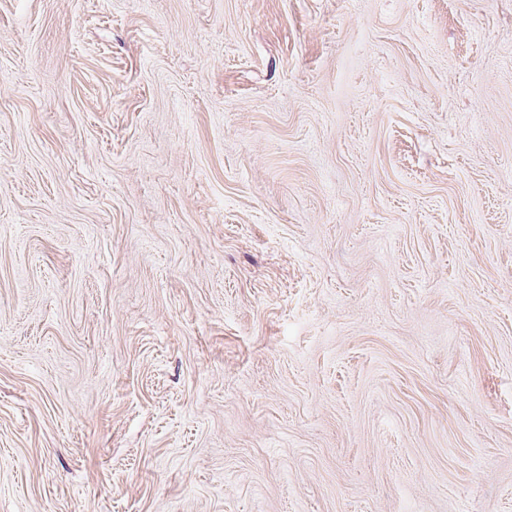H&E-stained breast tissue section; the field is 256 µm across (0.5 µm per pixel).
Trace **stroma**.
I'll list each match as a JSON object with an SVG mask.
<instances>
[{
	"instance_id": "obj_1",
	"label": "stroma",
	"mask_w": 512,
	"mask_h": 512,
	"mask_svg": "<svg viewBox=\"0 0 512 512\" xmlns=\"http://www.w3.org/2000/svg\"><path fill=\"white\" fill-rule=\"evenodd\" d=\"M0 512H512V0H0Z\"/></svg>"
}]
</instances>
